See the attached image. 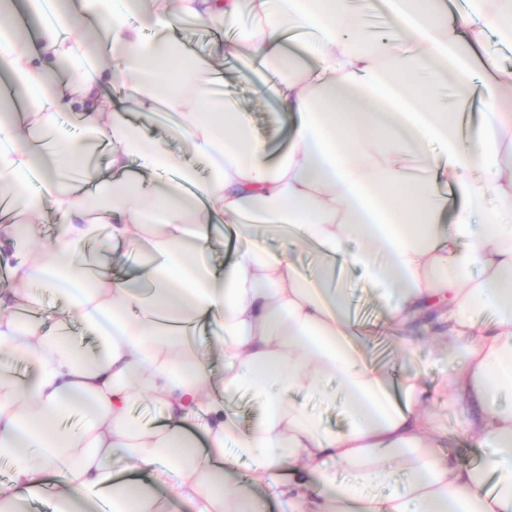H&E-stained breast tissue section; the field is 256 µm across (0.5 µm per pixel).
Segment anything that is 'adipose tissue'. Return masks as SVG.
<instances>
[{
  "label": "adipose tissue",
  "mask_w": 512,
  "mask_h": 512,
  "mask_svg": "<svg viewBox=\"0 0 512 512\" xmlns=\"http://www.w3.org/2000/svg\"><path fill=\"white\" fill-rule=\"evenodd\" d=\"M387 3L393 35L381 42L354 0H79L75 10L57 0L51 21L28 0L34 38L0 0V81L12 88L0 95V198L14 205L0 218V347L29 367L22 377L0 368V460L11 472L0 512H24L51 476L57 512H95L103 491L112 512H169L174 502L259 512L251 490L271 485L289 512H512V108L498 100L512 92V70L489 67L476 83L486 37L512 45V0H468L457 14L443 0ZM130 12L156 38L144 40ZM243 15L247 42L227 38L224 53L260 73L277 65L264 88L295 122L273 162L243 111L214 97L216 66L165 34L183 19ZM119 78L122 104L101 92ZM462 105L486 110L483 124L464 131ZM161 107L177 114L171 132L190 139L207 180L145 134ZM71 115L87 135L63 144L54 131ZM98 143L108 146L102 168L87 157ZM35 170L40 191L19 194ZM45 202L59 231L41 245ZM227 228L251 245L220 272L204 253ZM276 233L321 254L314 276L258 246ZM131 251L144 261L129 275L121 261ZM349 267L388 301L400 343L424 329L447 359L462 355L448 404L488 449L482 464L442 451L418 374L404 378L399 404L388 372L365 361L336 283ZM34 286L63 305L44 315ZM218 315L224 334L211 347L203 334ZM76 321L99 336L97 352L76 350ZM328 378L353 419L343 432L287 398L296 387L323 393ZM242 390L263 410L247 431L227 401ZM138 394L166 408L161 425L132 426ZM236 456L251 462L247 482L228 476ZM394 463L403 489L367 496V485L391 481ZM340 470L349 481H337Z\"/></svg>",
  "instance_id": "adipose-tissue-1"
}]
</instances>
